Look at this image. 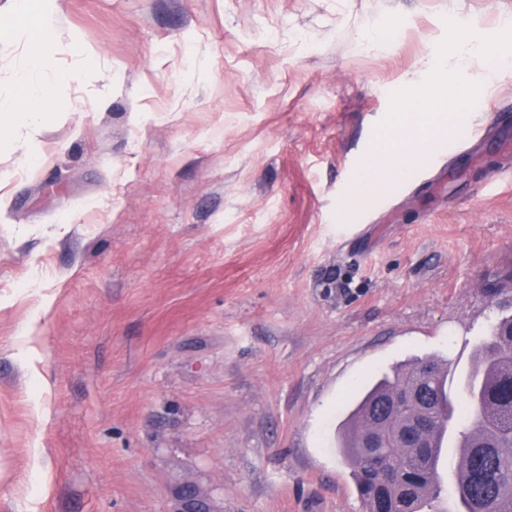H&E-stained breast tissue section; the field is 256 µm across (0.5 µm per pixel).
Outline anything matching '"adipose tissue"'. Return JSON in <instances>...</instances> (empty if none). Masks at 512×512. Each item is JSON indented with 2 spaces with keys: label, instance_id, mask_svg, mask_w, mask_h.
Segmentation results:
<instances>
[{
  "label": "adipose tissue",
  "instance_id": "adipose-tissue-1",
  "mask_svg": "<svg viewBox=\"0 0 512 512\" xmlns=\"http://www.w3.org/2000/svg\"><path fill=\"white\" fill-rule=\"evenodd\" d=\"M10 14L25 34L24 64L17 71V94L0 101V136L14 135L18 116L40 125L53 117V97L65 76L50 64L46 46L53 35L58 0H11ZM468 97L465 87L448 85L406 96L395 110L392 132L377 142L366 162L367 176L390 168L406 156L429 150L439 126Z\"/></svg>",
  "mask_w": 512,
  "mask_h": 512
}]
</instances>
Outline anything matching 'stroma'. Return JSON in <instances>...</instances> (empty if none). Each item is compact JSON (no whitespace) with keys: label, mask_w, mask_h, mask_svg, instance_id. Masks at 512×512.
<instances>
[{"label":"stroma","mask_w":512,"mask_h":512,"mask_svg":"<svg viewBox=\"0 0 512 512\" xmlns=\"http://www.w3.org/2000/svg\"><path fill=\"white\" fill-rule=\"evenodd\" d=\"M512 0H61L57 117L0 140V512H364L363 390L460 393L512 291V70L400 190L350 184L455 23ZM84 54H75L73 43Z\"/></svg>","instance_id":"35a3bbf8"}]
</instances>
